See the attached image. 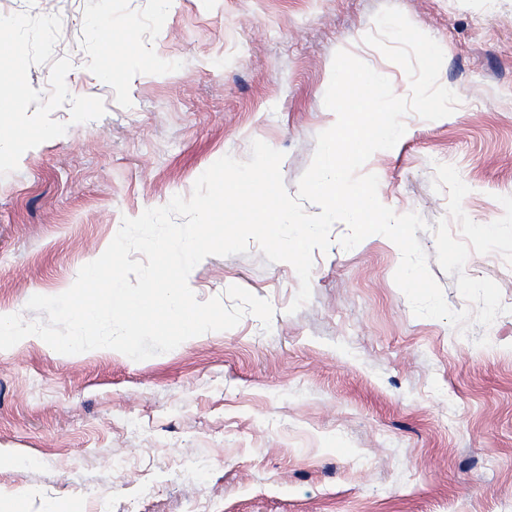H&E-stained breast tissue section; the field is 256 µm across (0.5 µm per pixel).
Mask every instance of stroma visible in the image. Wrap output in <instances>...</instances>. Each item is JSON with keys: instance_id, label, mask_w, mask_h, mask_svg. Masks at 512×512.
<instances>
[{"instance_id": "stroma-1", "label": "stroma", "mask_w": 512, "mask_h": 512, "mask_svg": "<svg viewBox=\"0 0 512 512\" xmlns=\"http://www.w3.org/2000/svg\"><path fill=\"white\" fill-rule=\"evenodd\" d=\"M444 52L448 117L406 132L363 170L417 238L449 306L466 309L436 260L447 214L435 167L468 186L465 214L487 224L512 196V0H0L17 24L24 96L0 119L42 131L0 153V313L66 291L123 218L190 196L224 155L259 139L284 154L289 193L317 135L345 50L410 93L367 45L385 5ZM335 224L314 251L311 298L289 263L209 256L190 273L198 301L239 285L267 299L270 326L245 314L144 361L108 349L65 357L29 341L0 350V496L23 512H512V264L470 254L467 275L496 282L506 313L489 327L413 315L385 236L353 249Z\"/></svg>"}]
</instances>
